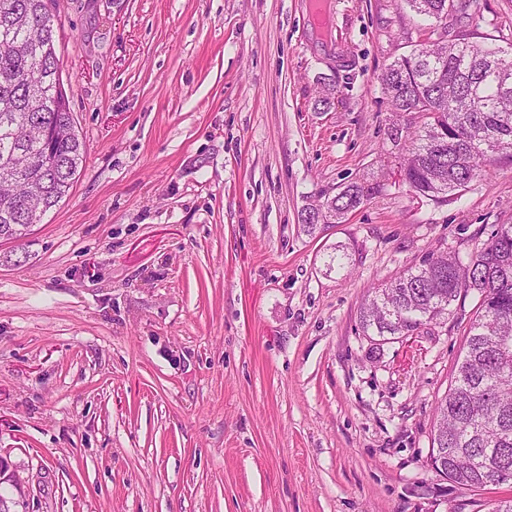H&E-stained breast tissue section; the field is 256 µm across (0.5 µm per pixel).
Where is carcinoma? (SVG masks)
<instances>
[{
    "mask_svg": "<svg viewBox=\"0 0 512 512\" xmlns=\"http://www.w3.org/2000/svg\"><path fill=\"white\" fill-rule=\"evenodd\" d=\"M418 15L457 21L481 0H405ZM49 0H0V238L18 240L69 193L83 166L56 54ZM382 85L393 110L420 113L402 147L401 180L423 202L458 201L498 160L512 162V56L469 41L462 30L393 60ZM383 190L377 179L340 186L326 199L334 223ZM477 315L448 394L437 408L440 447L452 487L480 490L485 476L512 473V224L464 262L424 256L380 288L359 313L373 345L412 336L447 319L461 294Z\"/></svg>",
    "mask_w": 512,
    "mask_h": 512,
    "instance_id": "cac0c4a2",
    "label": "carcinoma"
}]
</instances>
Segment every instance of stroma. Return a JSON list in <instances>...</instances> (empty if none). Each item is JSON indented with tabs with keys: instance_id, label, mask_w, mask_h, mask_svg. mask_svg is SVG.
I'll return each instance as SVG.
<instances>
[{
	"instance_id": "stroma-1",
	"label": "stroma",
	"mask_w": 512,
	"mask_h": 512,
	"mask_svg": "<svg viewBox=\"0 0 512 512\" xmlns=\"http://www.w3.org/2000/svg\"><path fill=\"white\" fill-rule=\"evenodd\" d=\"M477 42L512 46V0ZM85 161L0 241V484L14 512H492L512 484L432 469L436 408L476 316L378 347L373 289L512 224V163L418 202L380 75L429 34L405 0H52ZM341 54L330 53V45ZM382 194L317 237L319 193ZM348 269L328 270L336 246Z\"/></svg>"
}]
</instances>
